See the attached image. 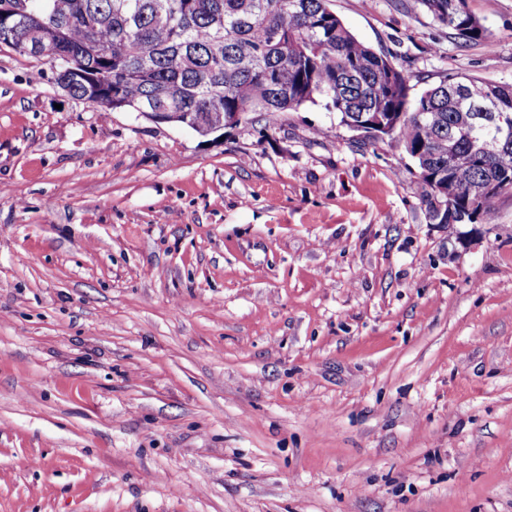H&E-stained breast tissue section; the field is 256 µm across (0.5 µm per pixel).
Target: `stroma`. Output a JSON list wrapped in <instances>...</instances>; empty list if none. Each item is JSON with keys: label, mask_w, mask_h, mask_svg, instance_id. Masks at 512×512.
Segmentation results:
<instances>
[{"label": "stroma", "mask_w": 512, "mask_h": 512, "mask_svg": "<svg viewBox=\"0 0 512 512\" xmlns=\"http://www.w3.org/2000/svg\"><path fill=\"white\" fill-rule=\"evenodd\" d=\"M415 0H330L403 71L512 83ZM0 48V512H512V196L434 224L319 106L201 137Z\"/></svg>", "instance_id": "obj_1"}]
</instances>
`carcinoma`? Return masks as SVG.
<instances>
[{
  "mask_svg": "<svg viewBox=\"0 0 512 512\" xmlns=\"http://www.w3.org/2000/svg\"><path fill=\"white\" fill-rule=\"evenodd\" d=\"M23 2L0 0V46L35 58L15 35L39 29L56 80L71 69L75 99L106 90L123 111L188 112L203 137L216 112L247 121L259 112L267 129L307 104L346 127L377 116L391 125L383 143L414 159L435 224L447 223L437 197L457 213L475 205L491 224L494 199L512 191V139L497 137L492 120L512 123V83L452 78L412 98L402 70L352 34L329 0H41L21 14ZM418 2L463 41L489 42L466 0ZM477 140L488 150H473Z\"/></svg>",
  "mask_w": 512,
  "mask_h": 512,
  "instance_id": "1",
  "label": "carcinoma"
}]
</instances>
